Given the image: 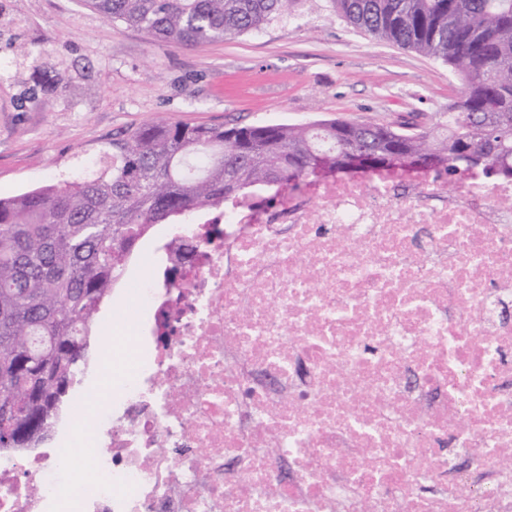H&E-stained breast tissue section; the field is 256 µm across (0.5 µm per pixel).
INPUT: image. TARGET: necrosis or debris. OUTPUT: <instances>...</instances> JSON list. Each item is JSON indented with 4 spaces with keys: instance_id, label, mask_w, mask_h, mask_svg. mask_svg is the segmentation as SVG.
<instances>
[{
    "instance_id": "4bbe7bcc",
    "label": "necrosis or debris",
    "mask_w": 512,
    "mask_h": 512,
    "mask_svg": "<svg viewBox=\"0 0 512 512\" xmlns=\"http://www.w3.org/2000/svg\"><path fill=\"white\" fill-rule=\"evenodd\" d=\"M152 344L0 512H512V181L381 176L163 228Z\"/></svg>"
}]
</instances>
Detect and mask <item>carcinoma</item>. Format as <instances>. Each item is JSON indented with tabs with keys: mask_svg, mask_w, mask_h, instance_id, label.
Instances as JSON below:
<instances>
[{
	"mask_svg": "<svg viewBox=\"0 0 512 512\" xmlns=\"http://www.w3.org/2000/svg\"><path fill=\"white\" fill-rule=\"evenodd\" d=\"M177 44L261 29L304 0H85ZM372 36L448 64L462 86L448 119L420 129L341 120L206 126L159 119L112 139L98 168L62 187L0 197V450L37 448L79 374L96 316L156 224L288 185L359 148L406 167L430 154L452 176L512 167V0H329ZM29 439L10 440L9 428Z\"/></svg>",
	"mask_w": 512,
	"mask_h": 512,
	"instance_id": "carcinoma-1",
	"label": "carcinoma"
}]
</instances>
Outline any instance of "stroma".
I'll return each instance as SVG.
<instances>
[{
	"instance_id": "stroma-1",
	"label": "stroma",
	"mask_w": 512,
	"mask_h": 512,
	"mask_svg": "<svg viewBox=\"0 0 512 512\" xmlns=\"http://www.w3.org/2000/svg\"><path fill=\"white\" fill-rule=\"evenodd\" d=\"M0 196L94 166L116 134L164 118L208 126L319 119L429 124L461 97L448 65L305 0L261 30L198 46L111 22L84 0H0ZM164 260L140 240L98 327L129 325L128 279Z\"/></svg>"
}]
</instances>
